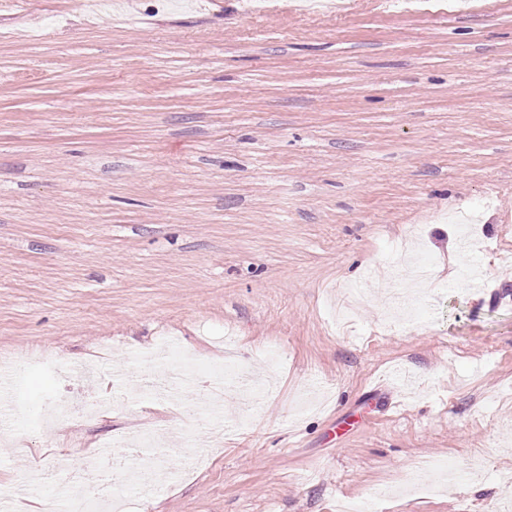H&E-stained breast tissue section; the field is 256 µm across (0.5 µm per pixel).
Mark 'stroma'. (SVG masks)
<instances>
[{
    "label": "stroma",
    "mask_w": 512,
    "mask_h": 512,
    "mask_svg": "<svg viewBox=\"0 0 512 512\" xmlns=\"http://www.w3.org/2000/svg\"><path fill=\"white\" fill-rule=\"evenodd\" d=\"M337 2L0 0V488L140 428L172 476L133 512L512 503V305L468 286L512 281V0ZM406 243L437 273L410 318ZM228 334L269 390L202 429L152 353L207 382ZM78 392L111 410L39 434ZM423 458L457 481L405 490Z\"/></svg>",
    "instance_id": "stroma-1"
}]
</instances>
